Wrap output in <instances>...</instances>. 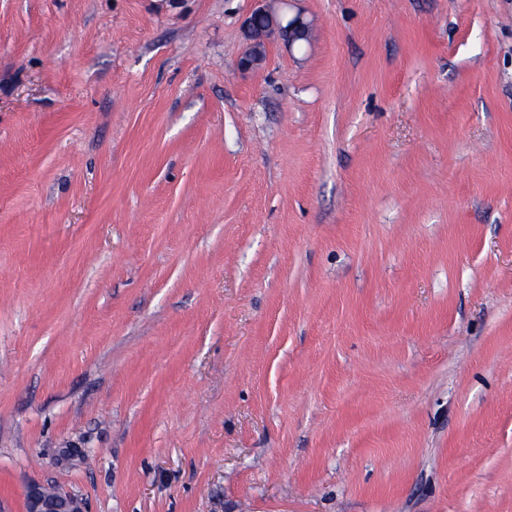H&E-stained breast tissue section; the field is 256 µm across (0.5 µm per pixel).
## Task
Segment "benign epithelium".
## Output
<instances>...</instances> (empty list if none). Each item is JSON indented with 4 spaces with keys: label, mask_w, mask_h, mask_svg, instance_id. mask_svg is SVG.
Masks as SVG:
<instances>
[{
    "label": "benign epithelium",
    "mask_w": 512,
    "mask_h": 512,
    "mask_svg": "<svg viewBox=\"0 0 512 512\" xmlns=\"http://www.w3.org/2000/svg\"><path fill=\"white\" fill-rule=\"evenodd\" d=\"M281 0H263L247 20L245 26L246 49L240 64L245 69L258 67L265 58L268 40L288 32L295 40L309 37L310 25L301 15L284 18L278 14L275 4ZM26 512H85L82 500L75 494L54 487L32 485L26 493Z\"/></svg>",
    "instance_id": "obj_1"
}]
</instances>
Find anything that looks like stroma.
<instances>
[{
	"mask_svg": "<svg viewBox=\"0 0 512 512\" xmlns=\"http://www.w3.org/2000/svg\"><path fill=\"white\" fill-rule=\"evenodd\" d=\"M0 0V507L512 512V0ZM265 2L247 20L245 26L246 49L240 64L245 69L257 68L265 58L268 40L275 35L283 36L284 31L293 36L288 40L292 45L295 40L309 37L310 25L301 14L286 19L278 14L275 4L288 0H259ZM269 2V3H266ZM285 23V24H284ZM27 512H85L75 494L54 487L32 485L26 493Z\"/></svg>",
	"mask_w": 512,
	"mask_h": 512,
	"instance_id": "1",
	"label": "stroma"
}]
</instances>
